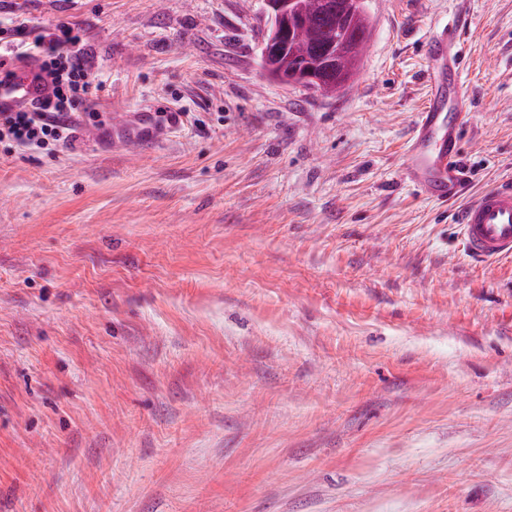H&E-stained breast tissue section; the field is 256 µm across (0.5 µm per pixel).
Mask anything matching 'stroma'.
I'll return each mask as SVG.
<instances>
[{"label": "stroma", "mask_w": 512, "mask_h": 512, "mask_svg": "<svg viewBox=\"0 0 512 512\" xmlns=\"http://www.w3.org/2000/svg\"><path fill=\"white\" fill-rule=\"evenodd\" d=\"M333 98L269 80L263 0H0L81 28L149 148L0 143V512H512V258L462 207L512 181V0H365ZM457 19L454 202L403 153ZM167 112V114H166ZM166 112L158 116L164 117L166 125H156L152 111H138L135 117H124L118 121H111L112 128L108 131V138L114 144H130L142 147L149 144L155 138L164 135L167 131L177 128L183 121L180 110L168 108Z\"/></svg>", "instance_id": "35a3bbf8"}]
</instances>
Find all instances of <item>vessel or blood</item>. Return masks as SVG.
<instances>
[{"label":"vessel or blood","mask_w":512,"mask_h":512,"mask_svg":"<svg viewBox=\"0 0 512 512\" xmlns=\"http://www.w3.org/2000/svg\"><path fill=\"white\" fill-rule=\"evenodd\" d=\"M431 97L419 112L407 144L403 169L416 191L448 202L457 199L466 179L458 163L462 149L463 113L467 98L461 80L463 48L452 25L432 30L422 44ZM0 112H18L38 106L50 94L37 59H5L0 64ZM183 114L168 110L165 124H156L150 111L115 121L108 138L115 144L142 147L177 128ZM457 228L470 261L486 263L512 256V183L480 192L461 211Z\"/></svg>","instance_id":"b4317fda"}]
</instances>
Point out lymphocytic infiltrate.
I'll return each instance as SVG.
<instances>
[{
	"label": "lymphocytic infiltrate",
	"instance_id": "1",
	"mask_svg": "<svg viewBox=\"0 0 512 512\" xmlns=\"http://www.w3.org/2000/svg\"><path fill=\"white\" fill-rule=\"evenodd\" d=\"M14 33V39L0 42V53L37 57L51 93L39 111L1 112L0 141L36 148L68 144L76 137L77 126L71 116L77 111L83 112L87 124L102 127L100 113L90 108L101 84L88 65L89 52L81 31L61 23L34 33L22 21L15 25Z\"/></svg>",
	"mask_w": 512,
	"mask_h": 512
}]
</instances>
